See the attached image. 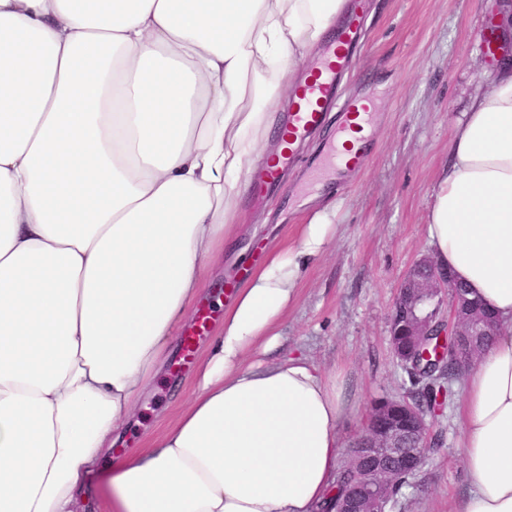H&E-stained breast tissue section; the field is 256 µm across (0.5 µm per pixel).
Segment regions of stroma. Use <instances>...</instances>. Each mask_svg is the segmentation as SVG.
I'll return each instance as SVG.
<instances>
[{"label": "stroma", "instance_id": "1", "mask_svg": "<svg viewBox=\"0 0 512 512\" xmlns=\"http://www.w3.org/2000/svg\"><path fill=\"white\" fill-rule=\"evenodd\" d=\"M488 0H366L363 49L344 81L349 94L373 105L368 136L373 154L341 184L311 178L330 130L307 141L297 168L262 198L244 200L243 220L268 244L297 239L311 216L309 197L336 207V233L307 270L296 302L280 326L283 347L339 373L353 406L342 424L344 445L362 432L379 399L403 398L410 383L390 348L392 306L402 273L428 251V202L455 124L485 88L493 64L485 39ZM213 339L196 342L183 364L175 342L124 438V452L160 434L194 390L196 362ZM464 382L453 385L443 413L431 421L441 435L397 512H458L466 494L459 447Z\"/></svg>", "mask_w": 512, "mask_h": 512}]
</instances>
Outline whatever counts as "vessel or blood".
Instances as JSON below:
<instances>
[{
	"label": "vessel or blood",
	"instance_id": "b4317fda",
	"mask_svg": "<svg viewBox=\"0 0 512 512\" xmlns=\"http://www.w3.org/2000/svg\"><path fill=\"white\" fill-rule=\"evenodd\" d=\"M363 7V0H349L344 22L337 26L334 36L325 44L306 80L295 86L283 120L286 132V145L281 154L283 164H295L298 142L317 133L332 113L340 114L342 127L346 130L355 126L356 122L369 121L371 103L344 96L339 85L340 75L349 61L350 53L361 42L360 20Z\"/></svg>",
	"mask_w": 512,
	"mask_h": 512
}]
</instances>
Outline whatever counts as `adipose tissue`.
I'll return each instance as SVG.
<instances>
[{
	"label": "adipose tissue",
	"mask_w": 512,
	"mask_h": 512,
	"mask_svg": "<svg viewBox=\"0 0 512 512\" xmlns=\"http://www.w3.org/2000/svg\"><path fill=\"white\" fill-rule=\"evenodd\" d=\"M345 0H0V512H316L349 402L269 364L335 232L316 209L224 311L195 393L120 459L137 401L238 222L257 157ZM454 132L434 259L499 319L468 372L462 512H512V62Z\"/></svg>",
	"instance_id": "1"
}]
</instances>
